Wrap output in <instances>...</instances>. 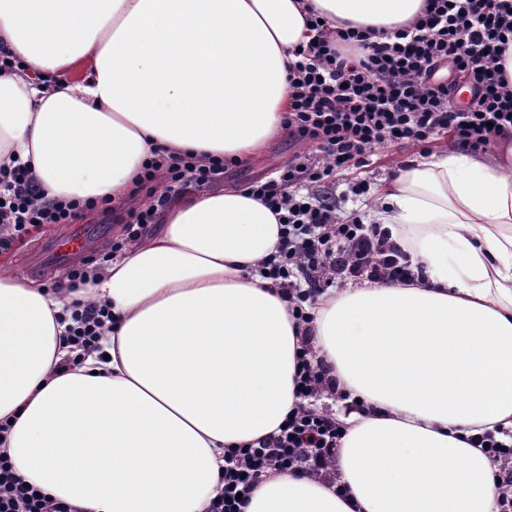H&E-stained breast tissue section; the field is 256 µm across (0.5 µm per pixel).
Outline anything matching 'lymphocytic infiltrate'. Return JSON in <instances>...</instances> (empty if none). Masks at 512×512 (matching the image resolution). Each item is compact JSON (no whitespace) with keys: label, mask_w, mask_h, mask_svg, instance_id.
<instances>
[{"label":"lymphocytic infiltrate","mask_w":512,"mask_h":512,"mask_svg":"<svg viewBox=\"0 0 512 512\" xmlns=\"http://www.w3.org/2000/svg\"><path fill=\"white\" fill-rule=\"evenodd\" d=\"M297 52L288 65V135L307 146L275 176L249 184L253 198L275 215L279 245L258 270L275 282L295 318L306 326L297 357L298 404L273 433L224 454L223 484L207 512H244V499L277 471L336 479L343 423L322 398L339 399L335 377L317 355L309 308L335 281L385 285L412 281L408 256L389 229L339 212L323 188L350 174L354 195L369 198L367 170L380 146L429 143L447 135L471 150H487L512 134V83L498 60L512 41V0H424L417 21L379 40L372 28L327 29ZM473 93L463 108L454 103L457 82ZM227 160L198 162L160 155L145 164L142 183L163 172L165 188L153 204L131 211L125 237L103 252L111 258L125 239L141 236L181 186L214 182ZM83 204L37 196L28 164L0 168V246L36 224H70ZM66 342L96 349L112 321L110 308L79 302L71 313ZM496 469L502 496L499 512H512V443L484 430L469 440ZM0 512H77L17 474L0 455Z\"/></svg>","instance_id":"1"}]
</instances>
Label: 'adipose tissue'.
<instances>
[{"mask_svg":"<svg viewBox=\"0 0 512 512\" xmlns=\"http://www.w3.org/2000/svg\"><path fill=\"white\" fill-rule=\"evenodd\" d=\"M423 0H0V165L41 195L127 200L156 148L253 160L284 132L288 62L311 16L392 30ZM411 285L321 294L316 349L359 409L328 483L273 473L244 512H497L475 428L512 430V145L439 148L378 190ZM279 226L230 186L186 190L79 290L0 274V424L26 482L84 512H206L224 451L293 408L304 334L254 274ZM112 309L63 362L77 300ZM345 485L348 496L336 492Z\"/></svg>","mask_w":512,"mask_h":512,"instance_id":"ef3b65f1","label":"adipose tissue"}]
</instances>
